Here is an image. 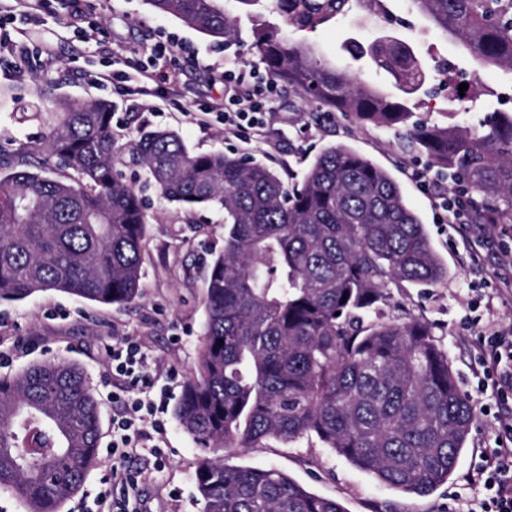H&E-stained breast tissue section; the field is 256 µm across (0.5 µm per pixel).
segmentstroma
I'll return each mask as SVG.
<instances>
[{
    "mask_svg": "<svg viewBox=\"0 0 512 512\" xmlns=\"http://www.w3.org/2000/svg\"><path fill=\"white\" fill-rule=\"evenodd\" d=\"M241 30V39L215 42L177 18L150 9L145 0H86L81 21L69 17L64 0H47L35 19H12V41L0 47V151L15 153L42 129L37 121L21 120V112L43 109L38 89L44 82L59 85L77 102L107 99L116 113L112 132L116 142L130 146L140 129H172L196 153L221 150L256 158L277 171L284 182L301 180L313 160L327 147L345 145L386 170L400 186L408 204L419 215L430 243L448 268V278L434 286L408 282L391 284L389 314L430 324L442 340L461 392L469 399L475 419L457 467L448 481L430 495L410 496L381 485L309 437L295 443L266 441L252 448H234V465L273 466L309 491L337 500L346 512H478L488 494L477 481L482 456L496 446L495 437L512 423V407L500 403L495 392L479 382L482 345L487 329L512 328V291L505 290L492 273L498 267L501 247L473 216L457 223H440L434 199L421 186V178H438L442 172L426 156L412 149L401 131L358 121L326 106L305 101L283 83L274 87V110L262 135L242 141L225 135L221 124L195 120L194 104L211 89L199 77L197 64L215 73L227 69L253 72L257 79L271 75L252 50L256 30L281 26L282 20L264 7H242L238 0H221ZM389 17L362 9L316 29H289L290 41L311 48L324 62L347 59L345 45L352 40L368 43L381 36L407 39L426 68L445 64L458 71H479L457 102L445 97L415 98L414 117L441 126L473 129L486 113L512 112L503 97L512 89V73L481 69L456 45L429 30L409 12L406 0H387ZM180 39L195 63L173 68L157 61L159 75L174 80L179 101L161 95L122 96L98 84L105 50H112L115 69L132 72L136 59L166 37ZM44 49L40 59H22L26 47ZM128 183L140 188L149 216L142 250L140 297L125 308L104 306L58 291L37 292L17 301H0V352L9 359L0 375H15L29 365L67 360L81 366L99 401L98 462L81 489L62 512H97L98 496L112 468V418L119 407L112 399L117 384L112 374V347L121 339L137 342L166 389L168 408L163 416L166 432L157 437L144 427L141 444H161V458L137 457V486L112 496L113 512H203L196 473L203 449L179 426L174 409L187 379L194 373L205 317V279L211 259L224 248V216L199 209L185 213L144 188L145 175L123 168Z\"/></svg>",
    "mask_w": 512,
    "mask_h": 512,
    "instance_id": "1",
    "label": "stroma"
}]
</instances>
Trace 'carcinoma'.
<instances>
[{
    "label": "carcinoma",
    "instance_id": "1",
    "mask_svg": "<svg viewBox=\"0 0 512 512\" xmlns=\"http://www.w3.org/2000/svg\"><path fill=\"white\" fill-rule=\"evenodd\" d=\"M201 34L229 42L236 19L218 0H147ZM351 0H267L285 25L315 28ZM482 67L512 71V0H409ZM252 49L279 81L340 112L405 126L430 78L412 46L382 36L344 47L392 78V90L329 65L279 29ZM46 133L0 160V300L60 291L126 307L140 297L148 214L118 170L114 106L75 103L49 81ZM454 193L484 224H512V113L480 127L412 126ZM130 162L162 199L224 212V250L206 281L198 366L175 407L206 451L196 474L204 512H346L274 467L231 465L229 448L316 436L391 489L428 495L448 481L474 409L432 327L385 313L389 284L435 285L448 269L397 182L356 151L330 146L301 182L253 158L193 153L170 129L139 131ZM99 407L82 368L35 363L0 376V488L26 512H61L97 458Z\"/></svg>",
    "mask_w": 512,
    "mask_h": 512
}]
</instances>
